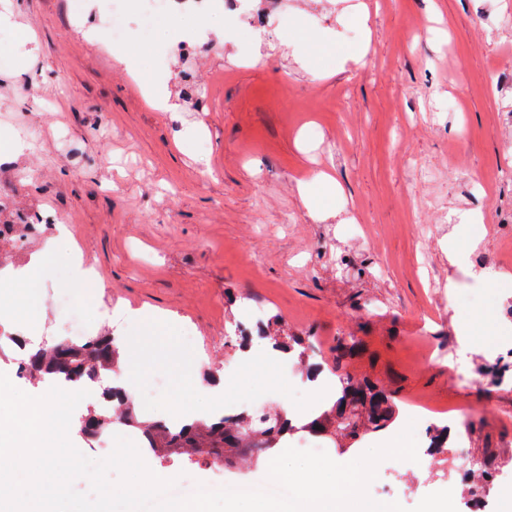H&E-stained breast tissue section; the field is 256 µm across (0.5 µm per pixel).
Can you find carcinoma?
<instances>
[{"mask_svg":"<svg viewBox=\"0 0 512 512\" xmlns=\"http://www.w3.org/2000/svg\"><path fill=\"white\" fill-rule=\"evenodd\" d=\"M262 339L269 341L278 351L297 353L306 357L309 339L290 336L279 321L271 317L263 326ZM354 340L339 339L332 355L338 373L339 396L332 407L305 425L309 431L322 436H340L355 441L369 433L382 431L396 418V405L392 397L372 382H355L345 373L348 361L355 354ZM122 352L113 339L91 337L83 342L59 343L46 350L30 353L32 368L39 374H57L76 380L103 376L113 372L121 362ZM125 411L121 420L142 431L149 448L154 452L175 451L191 454L199 450L226 462L234 459L257 458L276 447L286 433L293 430L287 425L283 412L274 411L249 420L226 416L219 420H196L184 428L173 431L160 422L138 420L134 405L124 399ZM111 414L97 409L82 421V431L88 435L105 432L112 423Z\"/></svg>","mask_w":512,"mask_h":512,"instance_id":"1","label":"carcinoma"}]
</instances>
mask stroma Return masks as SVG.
Wrapping results in <instances>:
<instances>
[{"label": "stroma", "instance_id": "1", "mask_svg": "<svg viewBox=\"0 0 512 512\" xmlns=\"http://www.w3.org/2000/svg\"><path fill=\"white\" fill-rule=\"evenodd\" d=\"M115 0H0V129L23 153L0 168L14 209H40L67 236L27 240L21 260L42 258L38 280L57 293L75 282L73 254L97 287L77 299L88 327L129 338L120 369L136 389L154 377L146 418L210 412L211 377L224 380V407L244 397L267 409L323 412L316 389L276 352L243 364L229 333L263 302L289 333L312 337L330 367L340 337L362 349L347 367L356 380L394 393L388 430L350 447L296 429L347 463L400 433L413 405L432 401L435 426L460 405L474 458L493 454L512 469V396L477 385L512 336V181L491 191L481 179L512 167V0H297L287 22L262 35H235L215 0L204 16L142 21L122 46L89 38ZM365 4L358 23L352 7ZM207 30L205 53L172 46L184 30ZM161 84L176 109L148 94ZM330 172L335 194L304 203L300 185ZM477 224L489 232L474 235ZM499 257V290L448 262L449 250ZM22 283L0 279V320L26 324L36 342L63 334L51 303L23 306ZM141 311L125 320L117 304ZM467 340L474 385L457 386L428 345ZM141 455L153 472L234 486L266 477L276 457L214 470L187 455ZM453 453L418 462L386 459L368 487L375 501L416 506L449 489L457 512L466 490Z\"/></svg>", "mask_w": 512, "mask_h": 512}]
</instances>
